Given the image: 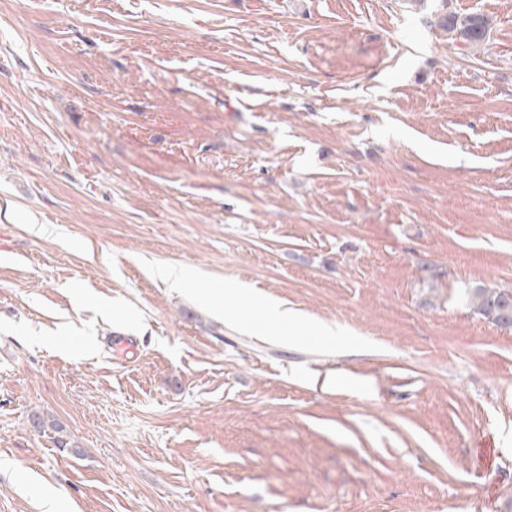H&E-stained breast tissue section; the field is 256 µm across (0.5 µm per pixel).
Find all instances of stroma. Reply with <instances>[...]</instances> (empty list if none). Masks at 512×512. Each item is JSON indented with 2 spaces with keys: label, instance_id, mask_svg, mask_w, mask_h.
Listing matches in <instances>:
<instances>
[{
  "label": "stroma",
  "instance_id": "1",
  "mask_svg": "<svg viewBox=\"0 0 512 512\" xmlns=\"http://www.w3.org/2000/svg\"><path fill=\"white\" fill-rule=\"evenodd\" d=\"M477 284L512 290V0H0V512H512ZM439 25L454 39H459L468 48L484 43L490 35V19L479 13L460 14L450 12L438 21ZM217 295L234 294L244 298L252 308V315L242 316L240 321L243 325L251 327L254 323L261 321L270 331H278L288 326L296 329L305 325L310 330L311 336H320L332 339L335 331L322 322H312L300 310L288 307L287 303L265 294L263 291L252 286L237 282L224 281L212 288Z\"/></svg>",
  "mask_w": 512,
  "mask_h": 512
}]
</instances>
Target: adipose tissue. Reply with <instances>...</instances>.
Masks as SVG:
<instances>
[{"label":"adipose tissue","mask_w":512,"mask_h":512,"mask_svg":"<svg viewBox=\"0 0 512 512\" xmlns=\"http://www.w3.org/2000/svg\"><path fill=\"white\" fill-rule=\"evenodd\" d=\"M213 291L215 294L223 296L234 294L249 303L252 313L241 319L245 326L249 327L254 323L261 322L269 330L277 331L285 326L296 328L305 325L308 326L311 335L329 339L335 336L334 330L329 325L310 321L300 310L289 307L286 302L271 297L248 284L228 280L215 285Z\"/></svg>","instance_id":"obj_1"}]
</instances>
